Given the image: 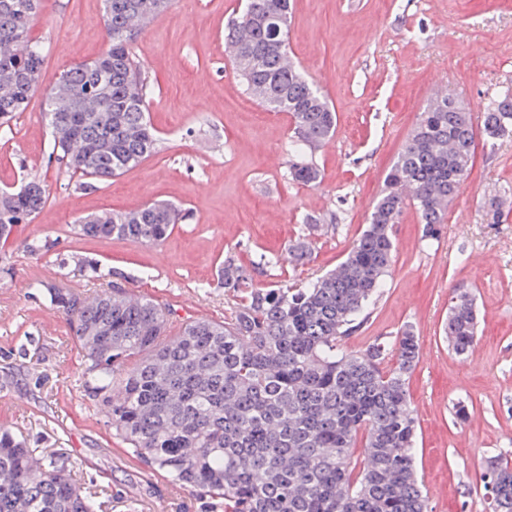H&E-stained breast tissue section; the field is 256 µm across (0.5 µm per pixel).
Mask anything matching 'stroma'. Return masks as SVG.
<instances>
[{
	"mask_svg": "<svg viewBox=\"0 0 512 512\" xmlns=\"http://www.w3.org/2000/svg\"><path fill=\"white\" fill-rule=\"evenodd\" d=\"M241 0H171L132 45L153 85L148 110L161 150L124 174L86 185L52 152L42 112L61 72L106 48L104 0H45L30 29L47 55L40 86L0 128V190L38 179L50 195L0 244V425L36 457L63 454L101 512H224L148 469L85 386L86 363L48 291L86 296L121 282L169 306L173 326L224 321L236 307L219 270L227 255L266 259L255 286L297 287L341 262L364 230L385 173L419 113L438 95L480 116L512 85V0H295L288 54L333 105L336 132L315 154L321 183L289 177L291 118L245 91L224 27ZM512 187V141L478 144L440 238L414 210L393 227L395 262L345 351L392 340L406 324L420 344L409 392L415 462L428 512H488L487 457L512 451V219L483 223L479 205ZM168 201L185 218L160 244L80 235L79 217ZM304 239L310 261L288 246ZM476 298L479 332L463 356L443 325L455 288ZM464 417H457V408ZM137 487L136 499L124 491Z\"/></svg>",
	"mask_w": 512,
	"mask_h": 512,
	"instance_id": "35a3bbf8",
	"label": "stroma"
}]
</instances>
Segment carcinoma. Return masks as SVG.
Here are the masks:
<instances>
[{"mask_svg":"<svg viewBox=\"0 0 512 512\" xmlns=\"http://www.w3.org/2000/svg\"><path fill=\"white\" fill-rule=\"evenodd\" d=\"M293 0H246L224 31L225 48L248 93L293 120L289 175L315 185L303 158L329 140L336 113L288 56ZM169 0H104L106 50L65 70L45 95L53 151L83 180L105 181L157 153L149 81L131 44ZM41 0H0V126L39 88L43 48L28 38ZM512 138V88L490 100L480 124L440 96L420 112L393 159L369 224L334 270L299 288H258L247 267L224 260V292L240 299L228 321L197 319L169 334V307L116 284L88 297L63 288L49 301L65 315L87 366L85 384L108 422L148 468L224 512H427L415 467V411L407 379L419 357L406 325L391 342L360 353L341 341L364 323L394 262L392 228L416 210L436 240L448 203L464 189L478 141ZM0 192V240L45 206L49 191ZM487 224L506 219L502 195L481 206ZM182 218L170 203L104 211L78 221L97 238L164 241ZM457 355L476 343L475 300L455 290L444 327ZM396 356L387 371L381 362ZM363 440V454L352 448ZM26 438L0 427V512H99L58 457L33 464ZM489 512H512V460H485Z\"/></svg>","mask_w":512,"mask_h":512,"instance_id":"carcinoma-1","label":"carcinoma"}]
</instances>
